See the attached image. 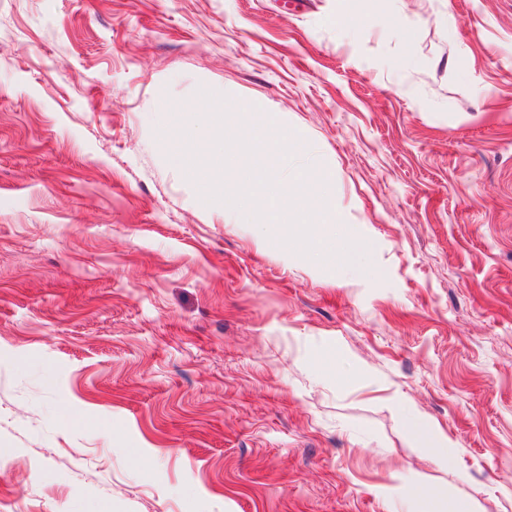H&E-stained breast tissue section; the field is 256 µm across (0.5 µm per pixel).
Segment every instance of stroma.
Returning a JSON list of instances; mask_svg holds the SVG:
<instances>
[{"mask_svg":"<svg viewBox=\"0 0 512 512\" xmlns=\"http://www.w3.org/2000/svg\"><path fill=\"white\" fill-rule=\"evenodd\" d=\"M345 6L0 0V512H512V0ZM202 88L309 141L369 274L197 203Z\"/></svg>","mask_w":512,"mask_h":512,"instance_id":"obj_1","label":"stroma"}]
</instances>
